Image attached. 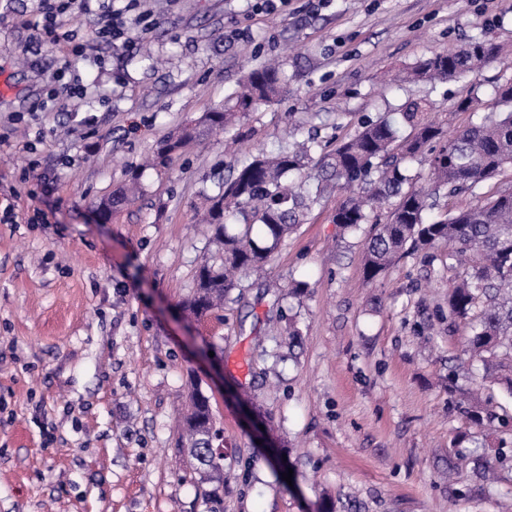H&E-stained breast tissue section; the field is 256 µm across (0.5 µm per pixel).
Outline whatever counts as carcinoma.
Here are the masks:
<instances>
[{
  "label": "carcinoma",
  "mask_w": 512,
  "mask_h": 512,
  "mask_svg": "<svg viewBox=\"0 0 512 512\" xmlns=\"http://www.w3.org/2000/svg\"><path fill=\"white\" fill-rule=\"evenodd\" d=\"M498 45L464 42L451 53H436L419 64L413 77L430 80L468 78L494 62ZM281 66L251 69L232 94L236 111L271 104L287 86ZM430 105L409 101L387 116L362 122L347 141L319 157L314 140L297 143L274 154L257 153L237 161L230 178L207 197L204 216L211 254L195 273L196 291L189 311L201 318L224 304L243 279L267 270L281 243L295 233L313 207L334 192L348 196L336 207L332 222L343 230L371 223V215L387 209L385 222L374 224L366 242L363 273L377 281L405 255L433 260L439 246L448 247V269L456 271L448 285V325L469 326L465 351L482 364V382L499 385L512 395V187L467 207L447 206L437 218L440 198L478 196L481 186L512 166V83L498 87L491 112L478 123L445 132L429 119ZM235 111L207 112L194 123L163 140L155 164L164 166L172 155L200 142L216 126L233 123ZM428 165L433 192L415 186L407 161ZM476 421L488 419L505 427L507 410L469 408ZM187 442L183 451L202 474L218 483L224 472V453L216 450L221 431L211 404L201 389L192 388L184 418Z\"/></svg>",
  "instance_id": "obj_1"
}]
</instances>
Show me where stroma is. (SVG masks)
Here are the masks:
<instances>
[{
    "mask_svg": "<svg viewBox=\"0 0 512 512\" xmlns=\"http://www.w3.org/2000/svg\"><path fill=\"white\" fill-rule=\"evenodd\" d=\"M35 0H0V512H501L512 462L485 481L460 400L481 374L448 324V250L363 278L369 226L332 224L324 199L222 309H184L209 251L197 207L243 153L306 138L326 148L409 100L453 129L512 82V56L475 80H404L473 38L512 49V0H138L148 30L88 44L84 97L41 102L64 64L38 47ZM278 59L289 92L233 128L143 168L158 142L227 103ZM138 176V199L99 201ZM305 283L293 296L288 285ZM224 431V486L202 495L179 450L191 384ZM291 480H284L285 472Z\"/></svg>",
    "mask_w": 512,
    "mask_h": 512,
    "instance_id": "obj_1",
    "label": "stroma"
}]
</instances>
